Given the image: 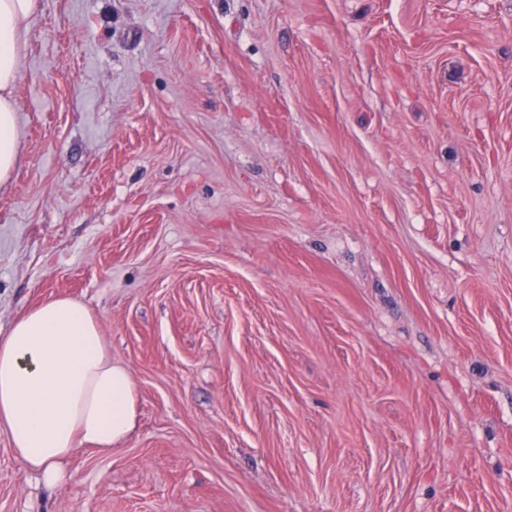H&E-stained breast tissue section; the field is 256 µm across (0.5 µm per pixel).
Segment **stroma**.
Here are the masks:
<instances>
[{
	"instance_id": "1",
	"label": "stroma",
	"mask_w": 512,
	"mask_h": 512,
	"mask_svg": "<svg viewBox=\"0 0 512 512\" xmlns=\"http://www.w3.org/2000/svg\"><path fill=\"white\" fill-rule=\"evenodd\" d=\"M0 336L137 396L0 512H512V0H41Z\"/></svg>"
}]
</instances>
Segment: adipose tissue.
Masks as SVG:
<instances>
[{
    "mask_svg": "<svg viewBox=\"0 0 512 512\" xmlns=\"http://www.w3.org/2000/svg\"><path fill=\"white\" fill-rule=\"evenodd\" d=\"M39 0H0V185L19 161L15 88ZM137 417L127 370L113 363L87 305L61 297L40 303L0 336V431L17 462L51 487L76 448L108 454Z\"/></svg>",
    "mask_w": 512,
    "mask_h": 512,
    "instance_id": "ef3b65f1",
    "label": "adipose tissue"
}]
</instances>
